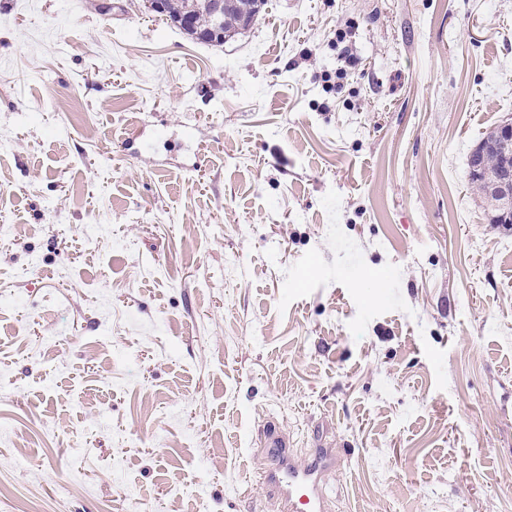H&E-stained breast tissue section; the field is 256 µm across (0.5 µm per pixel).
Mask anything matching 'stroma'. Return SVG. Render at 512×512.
<instances>
[{
    "label": "stroma",
    "mask_w": 512,
    "mask_h": 512,
    "mask_svg": "<svg viewBox=\"0 0 512 512\" xmlns=\"http://www.w3.org/2000/svg\"><path fill=\"white\" fill-rule=\"evenodd\" d=\"M99 3L0 0V512H276L267 424L332 512H512V0ZM169 1L168 11L163 15L168 17L166 20L177 26V18L184 14H189L194 21L193 27L185 29L179 24L177 27L196 40L200 33H209L211 39L206 43L215 47L223 46L224 38L231 36V33L235 32L238 28H245L249 20L248 26H251L256 21L254 16L259 12V5H266L265 1L262 3L258 2V0H230L229 2L227 0L224 2L223 0H213L215 1L214 14L216 22L218 24L221 21L223 10L224 22L219 28L220 32L212 33L210 28H214V25L210 16V0ZM350 32L344 28H338L336 30V46H342L340 48L339 57L343 62V65L339 68H336L334 74L331 72L321 73L320 75L316 73L315 77L317 79H321L323 82L324 89L328 92L336 90V93L342 90L344 86V82L349 77L351 69L355 66L357 59L354 56L351 47L349 45V41L347 38ZM511 162V159L509 160L502 153L498 151H490L480 159L481 169L479 166L475 167L476 173H478L479 171L480 173L475 174L470 169L471 161L469 159L468 168L470 180L473 183H480L484 188L489 190L490 193V189L487 183H492V185H495V178L501 172H503L509 164L511 165Z\"/></svg>",
    "instance_id": "35a3bbf8"
}]
</instances>
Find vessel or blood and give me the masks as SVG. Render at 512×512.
Here are the masks:
<instances>
[{
    "mask_svg": "<svg viewBox=\"0 0 512 512\" xmlns=\"http://www.w3.org/2000/svg\"><path fill=\"white\" fill-rule=\"evenodd\" d=\"M265 438L269 461L259 481L276 497L279 512H328L325 487L338 460L335 449L314 448L297 457L279 429L267 427Z\"/></svg>",
    "mask_w": 512,
    "mask_h": 512,
    "instance_id": "vessel-or-blood-1",
    "label": "vessel or blood"
}]
</instances>
